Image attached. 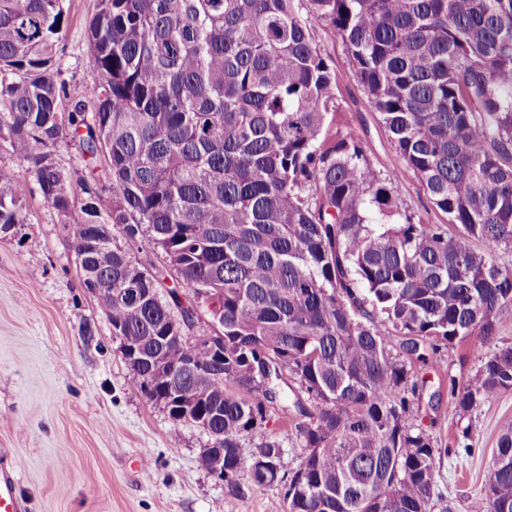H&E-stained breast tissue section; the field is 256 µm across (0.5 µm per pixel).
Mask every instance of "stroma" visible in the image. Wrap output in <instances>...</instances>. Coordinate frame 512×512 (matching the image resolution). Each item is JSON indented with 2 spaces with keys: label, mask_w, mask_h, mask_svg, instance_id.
<instances>
[{
  "label": "stroma",
  "mask_w": 512,
  "mask_h": 512,
  "mask_svg": "<svg viewBox=\"0 0 512 512\" xmlns=\"http://www.w3.org/2000/svg\"><path fill=\"white\" fill-rule=\"evenodd\" d=\"M95 5L64 0L70 22L60 42L64 78L83 84L89 99L86 29ZM319 43L336 73L337 126L359 135L373 167L399 168L341 40L323 34ZM49 152L71 179V213L80 216V149L62 139ZM26 209V223L0 231V459L18 475L26 512H285L281 485L256 486L244 471L232 494L200 466L207 433L173 421L142 393L83 285L64 216L37 192ZM479 364L478 352L461 342L440 366L421 372L426 388L417 416L445 450L436 461V492L448 512H471L499 434L512 426V391L458 416L451 387ZM142 458L152 463L151 477L137 469Z\"/></svg>",
  "instance_id": "1"
}]
</instances>
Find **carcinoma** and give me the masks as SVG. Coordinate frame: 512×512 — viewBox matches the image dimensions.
Masks as SVG:
<instances>
[{
    "mask_svg": "<svg viewBox=\"0 0 512 512\" xmlns=\"http://www.w3.org/2000/svg\"><path fill=\"white\" fill-rule=\"evenodd\" d=\"M62 0H0V149L71 209L45 148L81 147L70 222L121 347L155 391L190 345H160L177 311L224 336V370L180 398L224 395V483L285 487L287 512H432L442 449L415 422L419 371L455 342L485 347L512 309V0H97L94 99L62 78ZM341 39L370 108L448 223L412 213L360 137L331 127ZM31 188L0 169V230ZM104 237L96 249L94 234ZM143 238L161 264L118 244ZM173 286H167V280ZM214 307L196 310L200 289ZM512 391V345L450 391L466 416ZM293 416L298 466L268 435ZM479 512H512V427Z\"/></svg>",
    "mask_w": 512,
    "mask_h": 512,
    "instance_id": "obj_1",
    "label": "carcinoma"
}]
</instances>
